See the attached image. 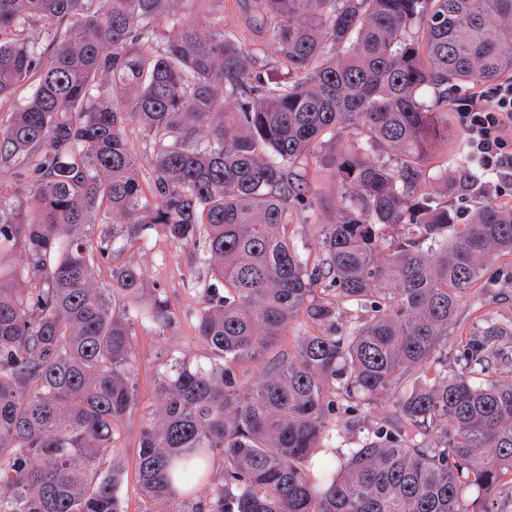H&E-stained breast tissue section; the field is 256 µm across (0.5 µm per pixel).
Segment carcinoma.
<instances>
[{
    "label": "carcinoma",
    "instance_id": "1",
    "mask_svg": "<svg viewBox=\"0 0 512 512\" xmlns=\"http://www.w3.org/2000/svg\"><path fill=\"white\" fill-rule=\"evenodd\" d=\"M251 7L270 85L224 0H0V512H127L134 426L138 512H512V322L448 371L460 303L512 286V208L448 202V88L512 79V0ZM310 159L338 187L314 263ZM154 233L199 248L207 355L163 348L147 405L138 327L178 319L124 254ZM293 222L288 227V232L291 233L294 239L298 240L300 244L304 245L306 251L311 252L312 258L319 250V235L318 224H305L301 217L297 220L294 214ZM138 433L136 427L127 431L124 440L125 446V464L128 469V483H127V503L128 512H138L139 508V493L134 480V464L137 452Z\"/></svg>",
    "mask_w": 512,
    "mask_h": 512
}]
</instances>
